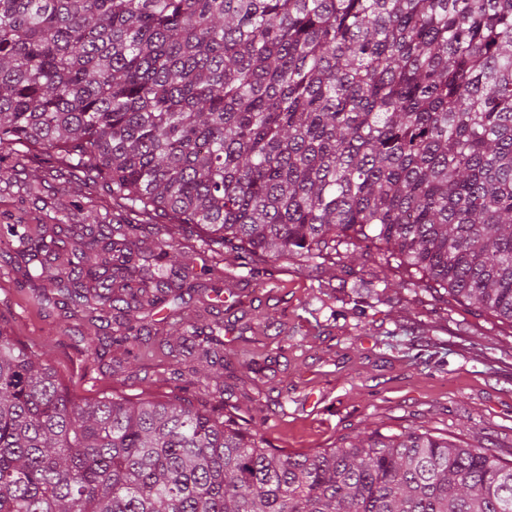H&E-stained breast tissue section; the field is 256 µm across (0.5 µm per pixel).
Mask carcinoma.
<instances>
[{
	"label": "carcinoma",
	"mask_w": 512,
	"mask_h": 512,
	"mask_svg": "<svg viewBox=\"0 0 512 512\" xmlns=\"http://www.w3.org/2000/svg\"><path fill=\"white\" fill-rule=\"evenodd\" d=\"M22 148L98 194L0 236L113 346L145 324L106 311L181 299L187 233L238 265L379 243L403 286L512 324V0H0L1 192H39ZM142 224L165 238L142 249ZM77 226L95 256L54 265ZM168 317L173 357L224 352V322ZM0 512H512V463L413 429L288 453L181 396L78 402L0 328Z\"/></svg>",
	"instance_id": "cac0c4a2"
}]
</instances>
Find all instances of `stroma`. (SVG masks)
I'll return each instance as SVG.
<instances>
[{
    "mask_svg": "<svg viewBox=\"0 0 512 512\" xmlns=\"http://www.w3.org/2000/svg\"><path fill=\"white\" fill-rule=\"evenodd\" d=\"M198 238L183 240L184 311L224 321V364L190 372L159 339L122 367L85 351L98 331L48 305L0 263V327L48 352L70 394L166 397L189 386L198 407L239 410L266 445L313 452L367 428L429 429L481 440L512 462V325L404 288L380 251L336 264L212 271ZM387 282L379 294L369 284Z\"/></svg>",
    "mask_w": 512,
    "mask_h": 512,
    "instance_id": "obj_1",
    "label": "stroma"
}]
</instances>
